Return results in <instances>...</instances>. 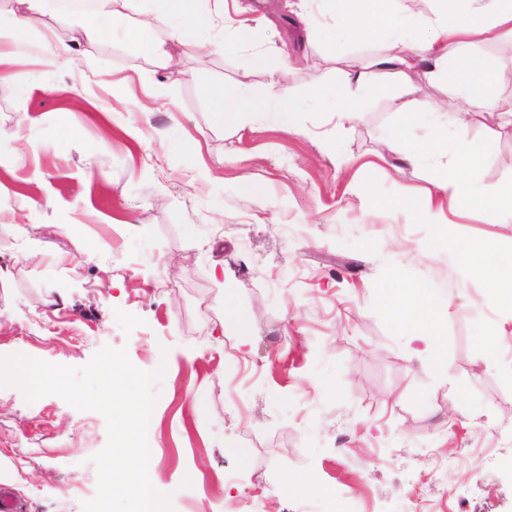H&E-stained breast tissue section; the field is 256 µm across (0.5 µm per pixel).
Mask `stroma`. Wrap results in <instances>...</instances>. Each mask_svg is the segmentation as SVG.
I'll return each instance as SVG.
<instances>
[{"label": "stroma", "instance_id": "35a3bbf8", "mask_svg": "<svg viewBox=\"0 0 512 512\" xmlns=\"http://www.w3.org/2000/svg\"><path fill=\"white\" fill-rule=\"evenodd\" d=\"M247 2V50L225 48L213 12L206 47L171 67L46 15L37 32L69 54L0 58V357L81 367L108 346L164 365L148 469L173 512H512V308L450 251L423 254L415 211L370 203L435 189L438 162L386 150L387 97L341 124L302 112L295 133L270 116L228 131L194 80L264 94L260 61L281 48L303 97L368 67L379 42L323 44L316 28L338 20L322 0L309 25L284 0ZM174 133L193 150L167 154ZM466 133L484 147L475 179L512 184V120L475 112ZM449 220L453 237L512 242V222L481 211ZM394 276L450 301L443 368L382 308ZM107 440L100 412L0 388V493L83 512ZM291 474L303 490L284 491Z\"/></svg>", "mask_w": 512, "mask_h": 512}]
</instances>
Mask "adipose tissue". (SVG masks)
<instances>
[{"label": "adipose tissue", "mask_w": 512, "mask_h": 512, "mask_svg": "<svg viewBox=\"0 0 512 512\" xmlns=\"http://www.w3.org/2000/svg\"><path fill=\"white\" fill-rule=\"evenodd\" d=\"M23 12L10 20H0V44L43 54H56L50 44H34L29 31L39 17L54 14L63 17L92 16L95 23L86 36L90 39L122 35L140 53L163 63L171 54L154 36L157 25H164L182 54H195L201 39L186 37L188 28L201 25V0H20ZM340 19L335 28H323L320 38L340 44L369 36L380 39L383 53L377 60L375 77L361 71L346 72L331 86L318 87L303 99L296 98L282 81L279 67H271V95L255 98L226 94L224 87L204 85L203 90L213 105V118L227 129H239L268 113L288 119L289 131H297V113L310 108L327 112L338 121L354 116L351 103L357 94L376 92L390 95L396 120L386 136L390 152L403 161L418 163L423 157L442 160L445 177L439 196H417L413 206L429 222L428 245L451 249L456 262L464 270L484 280L491 296L512 306V247L491 244L474 245L452 239L447 226L439 222L442 210L480 208L491 222L503 215L512 216V186L489 191L478 187L473 170L483 155L482 145L464 136L438 137L428 142H414L407 131L423 113L430 110V91L438 86L455 89L461 100L459 115L449 116L455 128H463V115L471 112H499L512 116V102L495 98L493 89L512 81V53L496 60L475 54L478 38H496L512 46V0H436L438 10L433 17L418 13L398 14L394 0H326ZM137 15L141 24L120 30L118 22ZM425 66L429 76L427 87L415 85L413 76L418 66ZM395 74L407 85V92L391 95L386 75ZM381 302L390 314L395 328L405 336L425 345L428 360L441 365L444 336L443 324L450 303L434 289L422 284L407 285L393 281L381 294Z\"/></svg>", "instance_id": "obj_1"}]
</instances>
